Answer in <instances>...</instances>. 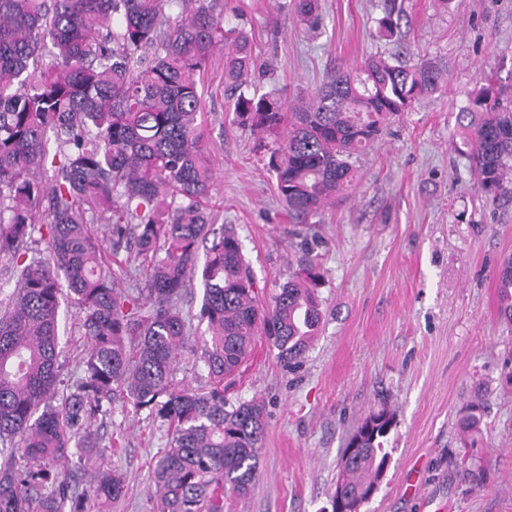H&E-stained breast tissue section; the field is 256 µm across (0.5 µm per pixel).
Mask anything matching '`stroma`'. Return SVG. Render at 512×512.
<instances>
[{"label":"stroma","instance_id":"35a3bbf8","mask_svg":"<svg viewBox=\"0 0 512 512\" xmlns=\"http://www.w3.org/2000/svg\"><path fill=\"white\" fill-rule=\"evenodd\" d=\"M291 0H229L228 24L245 26L265 89L291 101L369 54L403 52L446 70L442 90L392 118L362 155L347 195L306 222L290 217L254 152V136L232 122L224 53L202 84L206 145L217 169L214 229L236 228L252 274L272 296L313 263L323 324L305 358L283 367L266 337L224 382L229 401H263L268 426L259 481L226 512H332L342 452L358 420L395 417L387 467L361 512H512V324L498 313L495 271L512 255V198L478 192L458 151L456 115L486 80L512 91V0H397L393 40L378 37L381 0H321L309 31ZM62 379L82 375L79 317L61 307ZM481 431L462 435L470 405ZM120 434L112 464L128 493L86 512H154L149 471L165 428L115 407L98 425Z\"/></svg>","mask_w":512,"mask_h":512}]
</instances>
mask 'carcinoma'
Masks as SVG:
<instances>
[{
    "label": "carcinoma",
    "instance_id": "1",
    "mask_svg": "<svg viewBox=\"0 0 512 512\" xmlns=\"http://www.w3.org/2000/svg\"><path fill=\"white\" fill-rule=\"evenodd\" d=\"M310 28L319 0H293ZM225 0H0V257L14 285L0 295V512H85V496L118 501L126 476L96 470L90 489L56 466L100 446L97 417L112 405L167 426L152 466L156 512H224L258 480L267 427L257 399L229 402L224 378L267 337L287 365L304 358L322 323L310 265L262 302L235 228L212 229L215 164L201 116V77L224 51V83L237 91L233 121L257 135L255 152L298 220L356 181L352 159L391 117L442 88V68L370 55L336 71L295 103L261 91L245 29ZM395 0L379 36L393 37ZM50 62H45V58ZM462 154L479 192L512 195V99L484 87L457 112ZM107 226L104 247L94 225ZM44 248H38V245ZM205 246L204 260L199 248ZM126 252L119 258L120 252ZM144 276L126 290L112 265ZM499 314L512 323V256L496 270ZM200 279L191 343L180 307ZM69 297L87 342L79 382L60 391L59 311ZM199 359L207 382L178 379ZM481 407L461 422L479 429ZM394 417L371 412L353 428L336 492L363 500L377 482Z\"/></svg>",
    "mask_w": 512,
    "mask_h": 512
}]
</instances>
